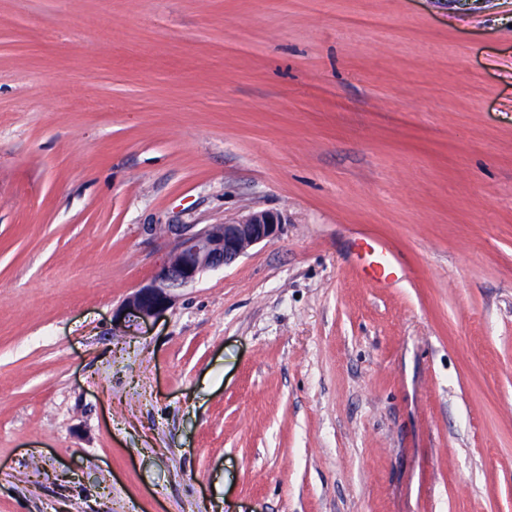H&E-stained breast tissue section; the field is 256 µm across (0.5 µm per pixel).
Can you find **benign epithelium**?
Listing matches in <instances>:
<instances>
[{
  "label": "benign epithelium",
  "mask_w": 512,
  "mask_h": 512,
  "mask_svg": "<svg viewBox=\"0 0 512 512\" xmlns=\"http://www.w3.org/2000/svg\"><path fill=\"white\" fill-rule=\"evenodd\" d=\"M282 216L271 210L251 211L222 224H182L173 237L165 262L157 273L127 298L112 321L134 316L155 318L171 308L179 290L195 283L208 270L226 267L246 251L280 236Z\"/></svg>",
  "instance_id": "obj_1"
}]
</instances>
